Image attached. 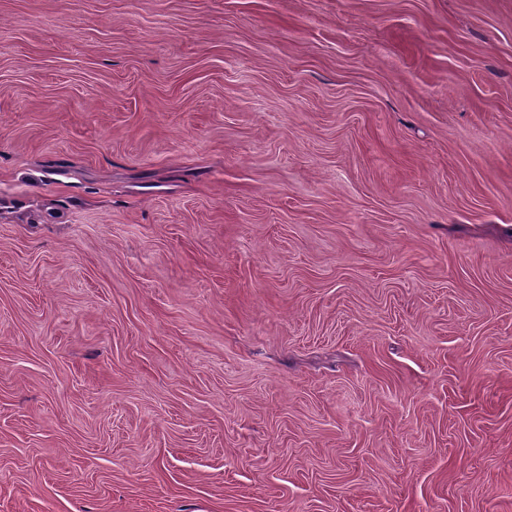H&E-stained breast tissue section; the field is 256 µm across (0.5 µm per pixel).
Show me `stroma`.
Masks as SVG:
<instances>
[{"instance_id":"obj_1","label":"stroma","mask_w":512,"mask_h":512,"mask_svg":"<svg viewBox=\"0 0 512 512\" xmlns=\"http://www.w3.org/2000/svg\"><path fill=\"white\" fill-rule=\"evenodd\" d=\"M0 512H512V0H0Z\"/></svg>"}]
</instances>
